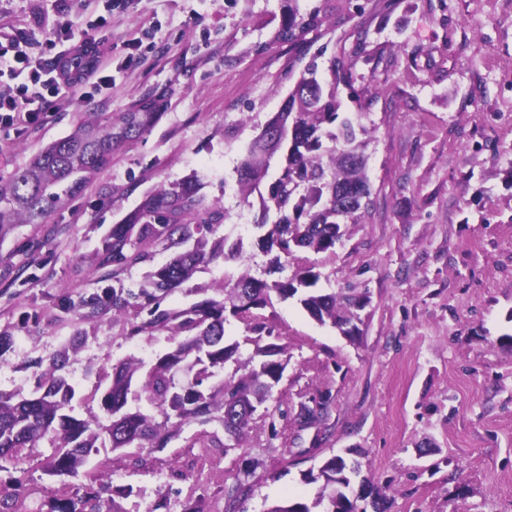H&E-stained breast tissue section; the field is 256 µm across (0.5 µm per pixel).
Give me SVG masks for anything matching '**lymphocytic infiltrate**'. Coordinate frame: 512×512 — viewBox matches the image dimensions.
Returning <instances> with one entry per match:
<instances>
[{
    "mask_svg": "<svg viewBox=\"0 0 512 512\" xmlns=\"http://www.w3.org/2000/svg\"><path fill=\"white\" fill-rule=\"evenodd\" d=\"M56 39L67 42L63 56L44 60L15 48L13 53L0 49V77L16 79L11 93L0 95V127L23 132L40 123L52 99L86 88L107 89L112 85V61L87 65L83 57L91 45L81 23L73 13L56 31Z\"/></svg>",
    "mask_w": 512,
    "mask_h": 512,
    "instance_id": "1",
    "label": "lymphocytic infiltrate"
}]
</instances>
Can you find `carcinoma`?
<instances>
[{
  "instance_id": "cac0c4a2",
  "label": "carcinoma",
  "mask_w": 512,
  "mask_h": 512,
  "mask_svg": "<svg viewBox=\"0 0 512 512\" xmlns=\"http://www.w3.org/2000/svg\"><path fill=\"white\" fill-rule=\"evenodd\" d=\"M321 25L314 14L304 20L294 12L282 24L276 38L299 52L306 50L304 34ZM353 64L343 57L329 61V78L316 62L302 71L279 111L263 126L247 147L237 167V183L244 203L259 196L263 219L253 225L258 241L272 255L270 272L284 270L282 259L300 249L330 250L341 241L347 224L358 223L369 204L365 136L362 115L339 111L338 86L352 81ZM149 112H125L121 131H112V116L85 112L73 132L46 146L24 169L0 176V242L19 225L36 228L46 223L52 210L64 205L104 169L112 159L115 140L142 133ZM267 192H262V187ZM276 220L268 222L270 214ZM229 214L207 203L190 184L178 191L156 190L122 224H114L93 254L97 288H84L78 300L62 306L94 323L109 313L134 312L125 336L165 333L174 347L155 360L131 358L112 368V381L101 398L105 420L79 419L72 415L76 387L67 367L81 348L84 333L76 332L69 343L50 358L48 365L32 359L34 388L25 395L0 393V461L19 463L18 449H54L48 474L76 477L90 455L109 447L120 451L136 444L164 448L182 426H201L214 421L232 436L225 442L217 434L201 430L190 446L236 448L240 445L258 406L273 397L288 366L286 348L264 342L272 330L254 311L280 300L297 299L319 324H330L345 336L359 332L355 323L360 297L314 290L320 274L301 267L292 276L270 282L241 272L220 284V298H205L176 310L160 308V300L190 280L197 269L220 254L224 261L243 259L242 240L217 236ZM170 253L157 264L155 251ZM9 268L6 287L35 277L30 269L41 266L34 252ZM147 267V287L136 293L125 285V275ZM234 317L246 324L253 350L241 357L240 343H226L224 323ZM234 364L221 377L227 363ZM361 473L360 463L350 464L339 455L321 462L304 474L305 481L319 484L311 503L276 505L268 512H355L347 495ZM242 484L225 491L224 512H238V502L248 493ZM49 512H116L101 491L92 487L81 497L55 494Z\"/></svg>"
}]
</instances>
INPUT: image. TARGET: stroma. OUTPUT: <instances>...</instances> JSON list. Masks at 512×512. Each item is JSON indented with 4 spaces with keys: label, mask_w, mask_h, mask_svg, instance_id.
I'll use <instances>...</instances> for the list:
<instances>
[{
    "label": "stroma",
    "mask_w": 512,
    "mask_h": 512,
    "mask_svg": "<svg viewBox=\"0 0 512 512\" xmlns=\"http://www.w3.org/2000/svg\"><path fill=\"white\" fill-rule=\"evenodd\" d=\"M68 0H0V37H27L50 58L48 39L67 18ZM318 12L306 34L327 67L353 58L341 109L362 113L370 205L334 250L306 251L288 270L310 266L319 291L356 289L366 298L359 336L312 319L296 300L258 315L286 346L278 399L255 412L246 440L229 450L190 447L182 428L164 448L115 456L103 476L115 512H224V490L251 491L240 512H269L312 500L303 475L325 458L363 450L362 473L386 512H512V0H131L82 16L90 38L112 48V88L54 103L29 133L0 129V175L9 176L68 136L82 112L120 117L151 107L138 138L114 144L112 161L49 223L47 236L17 227L0 254L36 242L45 259L33 280L0 292V329L16 328L0 362V391L30 392L33 358H50L77 330L80 352L68 374L81 392L73 414H100L95 388L113 365L170 350L167 335L128 341L110 315L85 325L61 311L96 285L90 255L112 225L158 187L192 183L229 210L222 234L243 242L240 262L216 260L168 296V308L199 301V288L249 271L266 278L268 257L252 226L260 204H241L237 166L252 138L280 109L306 60L276 33L292 9ZM365 50L353 55L360 31ZM142 39L133 61L126 45ZM327 396L319 423L301 427V405ZM26 491L12 497V466L0 496L13 512H46L57 490L44 467L52 450L22 449ZM143 457L134 466L132 457Z\"/></svg>",
    "instance_id": "35a3bbf8"
}]
</instances>
